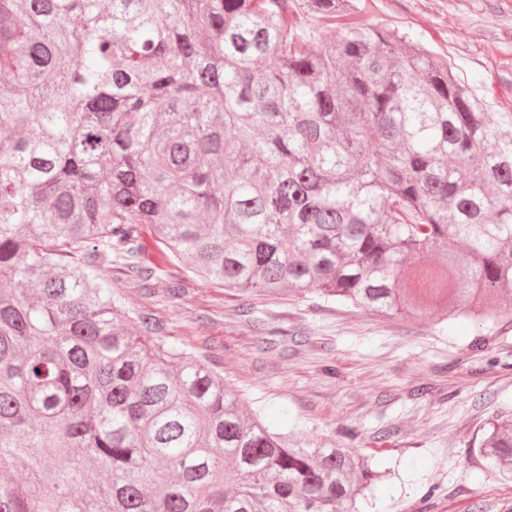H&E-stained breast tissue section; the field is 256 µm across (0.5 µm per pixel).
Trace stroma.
<instances>
[{"label":"stroma","instance_id":"obj_1","mask_svg":"<svg viewBox=\"0 0 512 512\" xmlns=\"http://www.w3.org/2000/svg\"><path fill=\"white\" fill-rule=\"evenodd\" d=\"M357 16L446 58L512 113V0H358ZM107 275L128 308L221 372L245 406L336 435L386 472L359 512H512V482L487 476L471 453L473 436L512 411V322L439 324L312 295H256L245 312L236 292L178 264L148 290L120 267ZM260 326L265 353L255 349Z\"/></svg>","mask_w":512,"mask_h":512}]
</instances>
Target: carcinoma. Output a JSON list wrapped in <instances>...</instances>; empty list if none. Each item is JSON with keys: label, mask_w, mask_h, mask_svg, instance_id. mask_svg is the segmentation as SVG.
Wrapping results in <instances>:
<instances>
[{"label": "carcinoma", "mask_w": 512, "mask_h": 512, "mask_svg": "<svg viewBox=\"0 0 512 512\" xmlns=\"http://www.w3.org/2000/svg\"><path fill=\"white\" fill-rule=\"evenodd\" d=\"M356 11L0 0V512H358L379 479L131 330L114 262L512 322V114ZM472 453L512 480V412Z\"/></svg>", "instance_id": "cac0c4a2"}]
</instances>
